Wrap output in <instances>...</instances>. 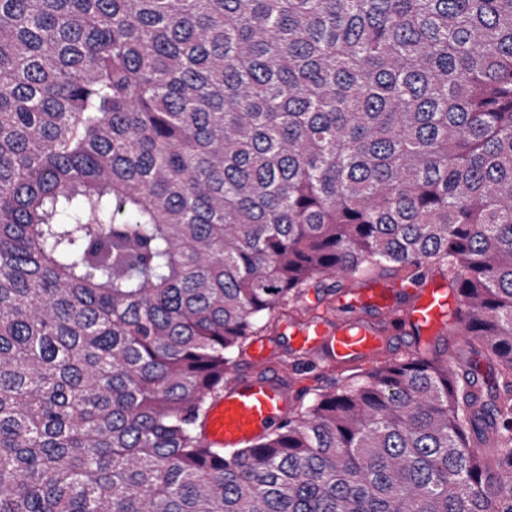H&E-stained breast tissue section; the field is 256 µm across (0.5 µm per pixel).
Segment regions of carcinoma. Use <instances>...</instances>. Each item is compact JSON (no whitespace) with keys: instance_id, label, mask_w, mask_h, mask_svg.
Instances as JSON below:
<instances>
[{"instance_id":"obj_1","label":"carcinoma","mask_w":512,"mask_h":512,"mask_svg":"<svg viewBox=\"0 0 512 512\" xmlns=\"http://www.w3.org/2000/svg\"><path fill=\"white\" fill-rule=\"evenodd\" d=\"M439 274L415 353L199 429L320 277ZM0 512H512V0H0ZM455 358L464 365H467L479 377L486 387V393H490L499 381L497 370L491 366L484 358L482 353H478L470 348L465 338L463 345L453 343ZM217 397L205 417L210 448H245L276 432L295 407L291 387L272 373L231 374Z\"/></svg>"}]
</instances>
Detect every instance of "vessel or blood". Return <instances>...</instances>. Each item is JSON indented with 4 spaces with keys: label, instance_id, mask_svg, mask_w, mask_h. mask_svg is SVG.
<instances>
[{
    "label": "vessel or blood",
    "instance_id": "vessel-or-blood-1",
    "mask_svg": "<svg viewBox=\"0 0 512 512\" xmlns=\"http://www.w3.org/2000/svg\"><path fill=\"white\" fill-rule=\"evenodd\" d=\"M345 304L353 311L351 318H312L291 325L277 342H254L252 362L267 364L276 351L285 350L347 367L378 360L391 338L401 335L413 337L415 349L427 354L455 329L460 301L444 280L430 277L407 286L371 283L352 291ZM294 407V393L279 376L230 375L223 396L209 404L205 443L211 448L247 447L276 432Z\"/></svg>",
    "mask_w": 512,
    "mask_h": 512
}]
</instances>
